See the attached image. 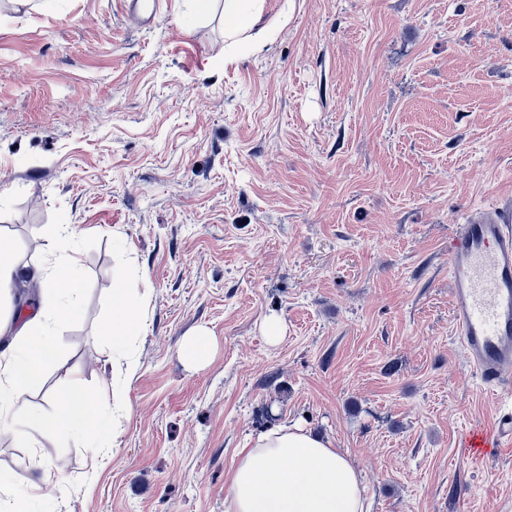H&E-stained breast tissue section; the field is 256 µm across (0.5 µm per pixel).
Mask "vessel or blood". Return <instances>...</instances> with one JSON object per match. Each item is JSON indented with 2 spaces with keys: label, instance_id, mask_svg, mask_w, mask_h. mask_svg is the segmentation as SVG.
<instances>
[{
  "label": "vessel or blood",
  "instance_id": "obj_1",
  "mask_svg": "<svg viewBox=\"0 0 512 512\" xmlns=\"http://www.w3.org/2000/svg\"><path fill=\"white\" fill-rule=\"evenodd\" d=\"M124 10L140 26L159 19L157 0H123ZM452 283V320L470 368L505 406L488 426L469 430L462 446L481 461L512 447V206L488 205L448 238Z\"/></svg>",
  "mask_w": 512,
  "mask_h": 512
}]
</instances>
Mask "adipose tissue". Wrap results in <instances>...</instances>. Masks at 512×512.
Here are the masks:
<instances>
[{
  "label": "adipose tissue",
  "instance_id": "ef3b65f1",
  "mask_svg": "<svg viewBox=\"0 0 512 512\" xmlns=\"http://www.w3.org/2000/svg\"><path fill=\"white\" fill-rule=\"evenodd\" d=\"M263 0H224V49L240 44L262 50L277 31L260 26ZM70 225L49 224L47 244L37 275L43 303L15 331L0 351V416H18L13 436L26 442L29 433L51 432L80 438L92 453L120 433L125 402L119 390L81 387L72 377L61 381L52 414L28 410L24 397L43 380L58 358L56 336L82 314L83 280L78 253L69 249ZM114 315L101 327L114 363L124 364L126 377L137 366L128 356V338L140 327L146 299L119 278L112 290ZM365 488L347 454L330 438L299 425L275 424L259 433L250 447L239 449L224 494V512H366Z\"/></svg>",
  "mask_w": 512,
  "mask_h": 512
}]
</instances>
